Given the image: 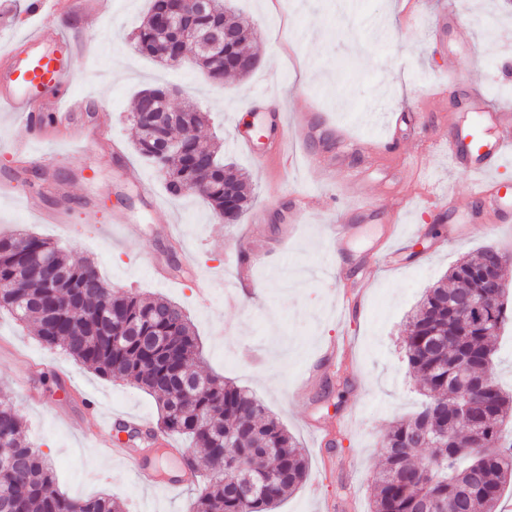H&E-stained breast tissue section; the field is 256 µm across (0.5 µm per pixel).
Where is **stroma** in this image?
Segmentation results:
<instances>
[{
    "label": "stroma",
    "instance_id": "obj_1",
    "mask_svg": "<svg viewBox=\"0 0 512 512\" xmlns=\"http://www.w3.org/2000/svg\"><path fill=\"white\" fill-rule=\"evenodd\" d=\"M11 2V18L0 21V56L40 23L28 14L31 0ZM486 2L480 11L475 0H418L411 16L402 0H354L355 41L336 0H231L256 30L259 62L247 77L229 75L216 86L192 58L167 66L134 50L131 37L150 0H96L100 36L80 57L71 91L88 103L83 120L108 122L123 156L105 146L67 148L60 132L35 146L31 162L45 174V206L66 207L59 225L26 213L30 186L13 152L20 129L10 116L0 117V183L9 185L0 195V232L26 230L56 241L71 260L94 262L109 287L160 294L186 310L207 370L254 393L304 450L307 479L276 512H370L382 440L423 401L401 353L408 315L462 257L486 246L512 255V225L494 231L472 224L450 245L439 235L443 224L465 214L474 182L448 160L449 119L476 122L463 106L470 92L512 103V83L500 76L502 57L512 56V4ZM450 6L458 14L454 25L433 28V17ZM158 85L177 89L173 106L193 101L210 112L206 135L220 138L225 160L249 177L254 201L236 223H224L200 195L171 196L136 153L127 115L139 92ZM439 89L442 102L430 109ZM273 98L288 124L298 113L317 114L321 128L307 146L334 155L335 168H313L301 153L276 164L254 160L244 139ZM398 113L405 124L397 152L361 151V144L393 137ZM405 183L414 193L393 207ZM166 217L177 227L168 238L159 233ZM339 218L358 227L340 253L326 233ZM126 222L137 224V238L112 239L113 225ZM413 226L416 236L406 238ZM242 245L266 255L229 304L224 292L236 283ZM387 247L389 258L356 269L364 255ZM185 267L192 273L179 282L156 276L160 268ZM357 274L365 287L346 313L343 287ZM321 357V378L294 395L298 377ZM89 394L99 401L93 415L82 404ZM0 398L23 417L59 492L109 494L129 512H191L192 488L143 486L102 446L98 426L105 418L131 415L156 425L155 399L46 347L34 328L3 313ZM337 439L342 447L335 450Z\"/></svg>",
    "mask_w": 512,
    "mask_h": 512
}]
</instances>
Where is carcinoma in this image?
I'll return each mask as SVG.
<instances>
[{
  "label": "carcinoma",
  "mask_w": 512,
  "mask_h": 512,
  "mask_svg": "<svg viewBox=\"0 0 512 512\" xmlns=\"http://www.w3.org/2000/svg\"><path fill=\"white\" fill-rule=\"evenodd\" d=\"M174 0H152L133 47L152 58L171 59L172 35L160 16ZM198 28L223 26L234 33L216 51L198 52L195 64L214 82L232 73L250 74L258 59L248 44L254 28L226 0H210L196 16ZM168 88L139 93L132 114L140 115L135 149L163 173L173 196L199 193L229 223L252 201L248 180L232 173L217 145L195 131L208 113L191 103L166 114ZM154 98L156 115L143 111ZM180 150H165V141ZM205 183L201 190L197 184ZM487 249L457 261L446 278L427 288L408 318L405 358L423 384L425 404L394 425L384 438V466L371 489V512H498L502 493L512 484V444L502 425L512 419V391L491 372L501 328L512 322L508 288L487 305L463 316L458 301L490 289L478 275ZM25 287L16 288L17 281ZM34 325L41 343L59 347L101 376L127 381L155 397L161 429L184 435L208 463V476L193 512H275L288 492L306 479L302 448L253 394L195 368L202 348L187 314L162 297L116 294L90 262L69 259L55 242L24 232L0 234V311ZM475 381L469 418L458 415L462 380ZM428 450L426 463L416 460ZM248 474L255 487L242 503L226 476ZM48 461L26 439L25 424L12 404L0 400V512H124L114 498L73 499L53 488Z\"/></svg>",
  "instance_id": "1"
}]
</instances>
